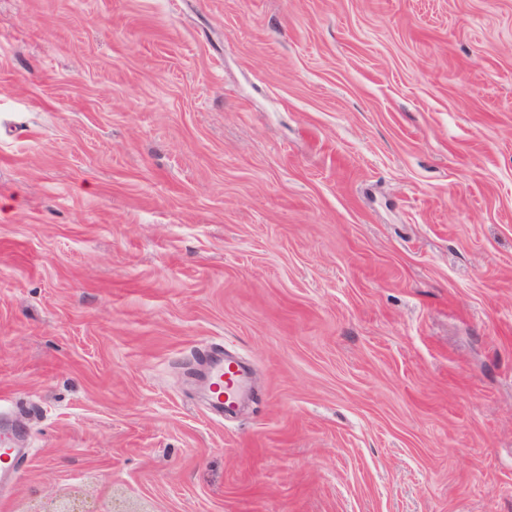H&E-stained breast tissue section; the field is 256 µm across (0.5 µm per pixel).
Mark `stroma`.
Segmentation results:
<instances>
[{
	"label": "stroma",
	"instance_id": "obj_1",
	"mask_svg": "<svg viewBox=\"0 0 512 512\" xmlns=\"http://www.w3.org/2000/svg\"><path fill=\"white\" fill-rule=\"evenodd\" d=\"M0 401V512H512V0H0ZM201 363L208 405L216 415L224 416L235 408L246 388V371L216 349L208 351ZM1 444L0 485L4 483L14 484L19 478L21 466L26 458V450L17 447L12 434L5 431L0 424V446Z\"/></svg>",
	"mask_w": 512,
	"mask_h": 512
}]
</instances>
